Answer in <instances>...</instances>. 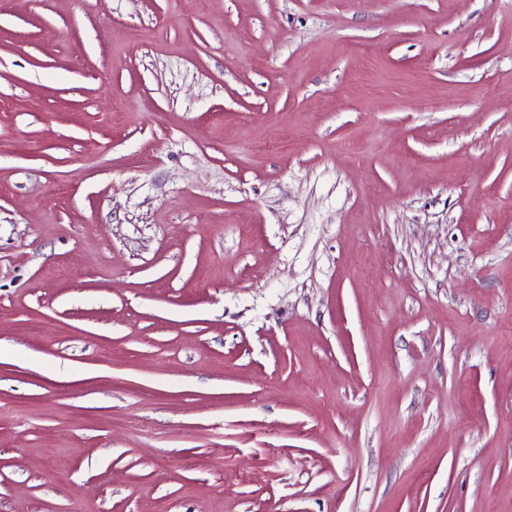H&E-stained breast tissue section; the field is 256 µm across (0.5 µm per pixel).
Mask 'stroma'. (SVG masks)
Listing matches in <instances>:
<instances>
[{
	"label": "stroma",
	"mask_w": 512,
	"mask_h": 512,
	"mask_svg": "<svg viewBox=\"0 0 512 512\" xmlns=\"http://www.w3.org/2000/svg\"><path fill=\"white\" fill-rule=\"evenodd\" d=\"M0 512H512V0H0Z\"/></svg>",
	"instance_id": "obj_1"
}]
</instances>
